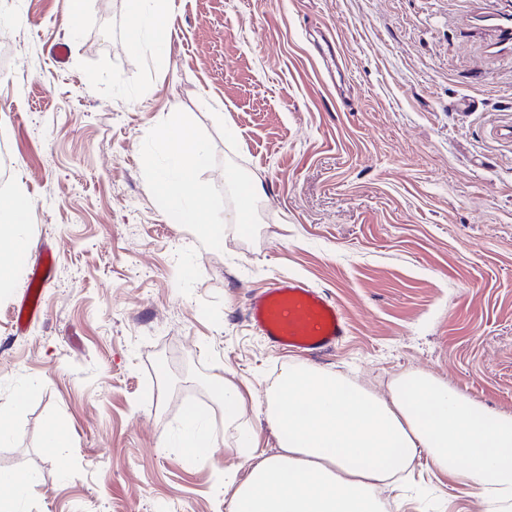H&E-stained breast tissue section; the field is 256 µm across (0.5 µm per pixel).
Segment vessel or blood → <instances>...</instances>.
Listing matches in <instances>:
<instances>
[{"label": "vessel or blood", "mask_w": 512, "mask_h": 512, "mask_svg": "<svg viewBox=\"0 0 512 512\" xmlns=\"http://www.w3.org/2000/svg\"><path fill=\"white\" fill-rule=\"evenodd\" d=\"M245 315L272 345L318 356L347 331L345 314L323 292L285 278L249 297Z\"/></svg>", "instance_id": "b4317fda"}]
</instances>
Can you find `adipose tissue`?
Wrapping results in <instances>:
<instances>
[{"mask_svg": "<svg viewBox=\"0 0 512 512\" xmlns=\"http://www.w3.org/2000/svg\"><path fill=\"white\" fill-rule=\"evenodd\" d=\"M171 0H130L133 45L156 37ZM156 138L171 164L153 182L171 224H203L196 173L206 152L185 113L169 112ZM21 198L0 204V288L9 287L27 245L18 236ZM211 247L223 229L203 224ZM279 441L234 493L233 512H381L380 483L428 455L452 479L512 501V414L497 413L426 374L403 378L388 397L328 373L288 365L269 398Z\"/></svg>", "mask_w": 512, "mask_h": 512, "instance_id": "1", "label": "adipose tissue"}]
</instances>
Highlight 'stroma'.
<instances>
[{"label":"stroma","instance_id":"35a3bbf8","mask_svg":"<svg viewBox=\"0 0 512 512\" xmlns=\"http://www.w3.org/2000/svg\"><path fill=\"white\" fill-rule=\"evenodd\" d=\"M163 31L133 47L127 0H88L76 29L63 0H0V198L22 195L32 243L0 292V473L33 478L0 499L232 512L224 473L277 453L268 398L292 363L380 396L424 373L512 414V0H173ZM174 106L207 153L219 249L167 223L153 185ZM239 209L249 227L225 223ZM281 278L346 315L323 359L248 325L250 294ZM31 284L41 312L19 332ZM226 382L245 398L230 422ZM190 410L204 459L178 445ZM375 496L385 512L486 509L425 456Z\"/></svg>","mask_w":512,"mask_h":512}]
</instances>
